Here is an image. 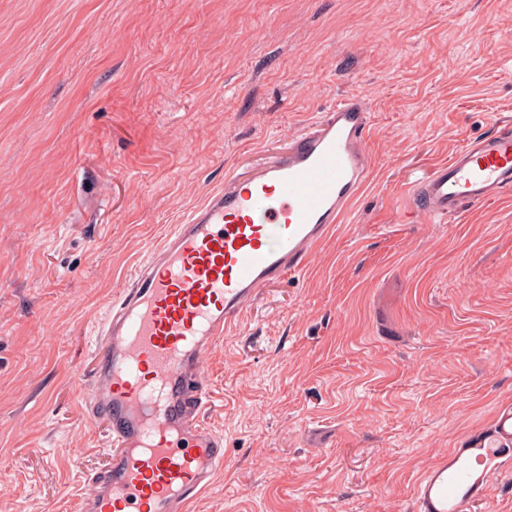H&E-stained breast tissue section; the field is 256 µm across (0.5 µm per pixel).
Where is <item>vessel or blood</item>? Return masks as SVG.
<instances>
[{
	"mask_svg": "<svg viewBox=\"0 0 512 512\" xmlns=\"http://www.w3.org/2000/svg\"><path fill=\"white\" fill-rule=\"evenodd\" d=\"M365 100L337 103L286 152L231 175L139 262L109 305L91 372L71 380L88 422L108 421L107 471L87 477L80 512H187L224 468L204 357L268 285L302 272L369 177ZM417 207L447 218L512 192V125L470 140L414 185ZM512 443L498 413L485 448ZM419 512H452L448 464L416 487Z\"/></svg>",
	"mask_w": 512,
	"mask_h": 512,
	"instance_id": "b4317fda",
	"label": "vessel or blood"
}]
</instances>
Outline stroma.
Masks as SVG:
<instances>
[{"label":"stroma","mask_w":512,"mask_h":512,"mask_svg":"<svg viewBox=\"0 0 512 512\" xmlns=\"http://www.w3.org/2000/svg\"><path fill=\"white\" fill-rule=\"evenodd\" d=\"M363 98L370 177L207 354L224 470L189 512H418L512 407V196L409 186L512 121V0H0V512L107 466L67 375L169 227ZM467 512H512V452ZM419 512L459 510L448 493V459L435 464L416 487Z\"/></svg>","instance_id":"stroma-1"}]
</instances>
